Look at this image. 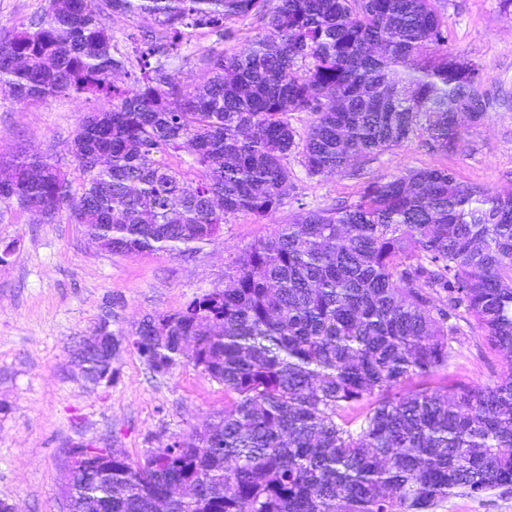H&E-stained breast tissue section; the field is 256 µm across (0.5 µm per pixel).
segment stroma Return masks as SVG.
<instances>
[{
    "label": "stroma",
    "mask_w": 512,
    "mask_h": 512,
    "mask_svg": "<svg viewBox=\"0 0 512 512\" xmlns=\"http://www.w3.org/2000/svg\"><path fill=\"white\" fill-rule=\"evenodd\" d=\"M441 5L450 47L481 65V88L493 100L480 121L466 124L455 152L431 149L422 132L380 152L357 173L313 179L289 158L293 188L281 208L262 220L230 217L218 237L187 256L114 254L66 214L47 219L15 204L0 208V250L12 249L0 263V499L16 503L19 512H61L66 449L88 443L118 448L135 463L231 408L234 394L192 364L153 373L129 338L143 320L224 287L233 259L281 225L353 201L377 178L413 169L445 168L458 180L512 192V6L503 0ZM227 28L223 39L205 29L189 34L186 51L168 60L175 83H201L207 72L200 56L215 48L239 51L264 33L252 16L229 21ZM93 107L76 95L20 105L0 86V159L21 152L53 157L80 187L83 174L69 146ZM104 324L123 342L111 377L93 385L80 377L72 352ZM450 345L448 366L432 385H490L506 364L473 325L460 323ZM437 512H512V488L455 495Z\"/></svg>",
    "instance_id": "35a3bbf8"
}]
</instances>
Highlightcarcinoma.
I'll use <instances>...</instances> for the list:
<instances>
[{"instance_id":"1","label":"carcinoma","mask_w":512,"mask_h":512,"mask_svg":"<svg viewBox=\"0 0 512 512\" xmlns=\"http://www.w3.org/2000/svg\"><path fill=\"white\" fill-rule=\"evenodd\" d=\"M439 2L48 0L0 44V84L18 103L101 102L71 146L84 183L75 192L58 164L17 156L0 203L65 211L127 255L187 254L235 214L279 209L292 155L325 178L420 130L451 151L462 127L448 106L477 120L490 103L479 65L449 47ZM114 14L142 28L138 75L112 43ZM249 15L263 36L203 56V84L171 80L186 29L222 37ZM292 112L312 116L304 133ZM184 149L192 179L167 161ZM233 268L228 287L147 319L132 340L154 371L187 361L233 407L136 463L81 446L62 489L71 512H153L159 498L168 512H435L458 490L512 486V192L443 168L384 177ZM451 317L473 323L506 371L484 388L402 390L448 366ZM110 364L103 349L84 356L81 376L96 384Z\"/></svg>"}]
</instances>
